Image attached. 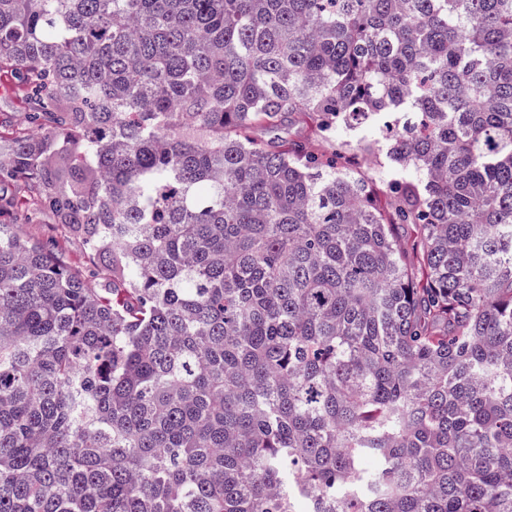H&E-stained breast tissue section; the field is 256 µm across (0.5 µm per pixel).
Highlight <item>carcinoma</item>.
<instances>
[{
    "mask_svg": "<svg viewBox=\"0 0 512 512\" xmlns=\"http://www.w3.org/2000/svg\"><path fill=\"white\" fill-rule=\"evenodd\" d=\"M1 72L112 287L0 222V512H512V0H0ZM253 137L258 142L279 141L288 143L289 140L311 142L315 138L313 128L307 123H301L288 128V124L279 129L256 128Z\"/></svg>",
    "mask_w": 512,
    "mask_h": 512,
    "instance_id": "cac0c4a2",
    "label": "carcinoma"
}]
</instances>
